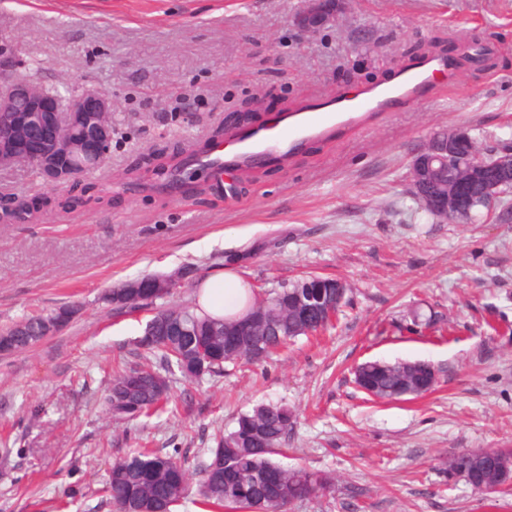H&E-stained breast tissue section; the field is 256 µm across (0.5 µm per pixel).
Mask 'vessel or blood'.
Wrapping results in <instances>:
<instances>
[{
  "label": "vessel or blood",
  "instance_id": "b4317fda",
  "mask_svg": "<svg viewBox=\"0 0 512 512\" xmlns=\"http://www.w3.org/2000/svg\"><path fill=\"white\" fill-rule=\"evenodd\" d=\"M456 73L455 63L448 58H425L417 67L400 71L390 86L363 87L330 100L311 101L302 109L282 115L274 125L237 134L233 151L227 153L218 147L198 158L197 163L220 177L265 156L293 155L308 140L340 134L395 111L402 103L425 98L433 85L452 82Z\"/></svg>",
  "mask_w": 512,
  "mask_h": 512
}]
</instances>
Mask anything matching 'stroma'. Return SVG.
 <instances>
[{
    "instance_id": "1",
    "label": "stroma",
    "mask_w": 512,
    "mask_h": 512,
    "mask_svg": "<svg viewBox=\"0 0 512 512\" xmlns=\"http://www.w3.org/2000/svg\"><path fill=\"white\" fill-rule=\"evenodd\" d=\"M336 24L302 35V0H0V45L48 86L112 99V146L97 169L53 183L0 168V330L61 306L55 335L0 355V512H114V460L147 446L190 472L211 438L259 403L295 415L281 461L333 480L288 512H512V485L476 491L457 453L512 448V219L421 220L411 155L441 126L512 143V0H344ZM487 48L454 85L360 129L307 142L288 161L191 173L224 133L317 98L380 85L433 46ZM230 268L256 290L309 275L346 282L320 340L256 366L175 377L176 414L112 420L116 365L139 361L153 312L104 292L146 275L183 277L171 302ZM422 323H414V314ZM420 361L426 394L382 403L354 382L365 361Z\"/></svg>"
}]
</instances>
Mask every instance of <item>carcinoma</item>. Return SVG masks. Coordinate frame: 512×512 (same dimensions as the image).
Masks as SVG:
<instances>
[{"label":"carcinoma","mask_w":512,"mask_h":512,"mask_svg":"<svg viewBox=\"0 0 512 512\" xmlns=\"http://www.w3.org/2000/svg\"><path fill=\"white\" fill-rule=\"evenodd\" d=\"M297 283L282 284L258 297L245 282L247 308L235 316L221 318L195 315L191 305L173 304L157 309L137 345L154 354L158 364L142 363L114 375L108 384L105 403L113 419L130 421L165 408L171 378L180 375L201 379L224 373V364L245 360L261 364L301 336L325 329L327 314L307 318L275 308L277 297L295 290ZM105 301L116 310H136L154 304L135 288H114ZM69 308L24 319L0 331V353L25 350L44 338L48 322L63 325ZM250 315L259 320L261 335L252 336L238 350L224 348V331ZM422 373L420 362L386 363L371 361L354 370L355 384L376 400H404L424 393L409 387ZM293 411L282 403L260 404L236 417L230 432L215 435L211 459L203 465L197 483V502L205 512L247 509L249 512H284L288 503L309 497L326 488L330 479L301 468H292L273 456L282 453L293 426ZM276 468L283 476V493L271 503L266 496L263 474ZM191 474L175 455L142 448L116 460L108 473L102 493L117 512H171L184 498Z\"/></svg>","instance_id":"1"}]
</instances>
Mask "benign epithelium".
Returning a JSON list of instances; mask_svg holds the SVG:
<instances>
[{"label": "benign epithelium", "mask_w": 512, "mask_h": 512, "mask_svg": "<svg viewBox=\"0 0 512 512\" xmlns=\"http://www.w3.org/2000/svg\"><path fill=\"white\" fill-rule=\"evenodd\" d=\"M335 0H306L293 24L303 34H312L336 24ZM0 166L25 164L49 182H66L94 169L107 156L112 143V102L101 91L80 89L69 98L49 93L38 84L9 83L0 80ZM512 173V146L493 151L477 147L463 128L449 129L444 135L426 141L412 153L409 183L423 205L436 213L443 224H470L474 210L493 215L502 197L501 183L486 182L475 188L469 175L473 170ZM181 277H144L137 282L142 296L153 298L161 291L180 287ZM346 284L336 278L316 279L304 290L278 297L283 311L319 313L333 311V300H341ZM229 347L240 345L255 335V320L248 318L228 332ZM483 467L465 469L463 476L479 490L490 489L487 472L496 471L499 481L512 473V452L486 450L478 454Z\"/></svg>", "instance_id": "obj_1"}]
</instances>
